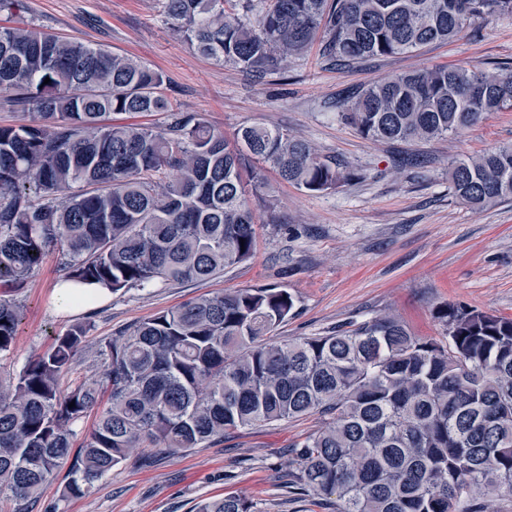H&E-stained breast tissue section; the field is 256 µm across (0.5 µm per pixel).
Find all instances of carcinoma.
I'll return each mask as SVG.
<instances>
[{
    "mask_svg": "<svg viewBox=\"0 0 512 512\" xmlns=\"http://www.w3.org/2000/svg\"><path fill=\"white\" fill-rule=\"evenodd\" d=\"M197 52L260 81L321 39L350 66L454 42L512 19V0H162ZM49 83H44L45 79ZM0 93L31 112L0 125V361L22 322L17 300L46 249L62 281L132 287L211 278L253 255L249 191L262 171L322 193L353 173L284 128L253 124L230 141L182 112L164 74L38 31L0 25ZM364 138L418 145L512 109V72L441 65L368 84L343 103ZM167 114L164 128L113 115ZM453 194L484 208L512 200V144L454 158ZM288 289L240 288L157 312L101 344L105 372L64 393L91 324L80 323L0 376V494L37 502L68 467L82 497L139 448L185 453L230 429L317 414L288 488L333 512H512V318L437 308L446 340L381 316L325 336L276 340ZM75 406H70V403ZM101 408L71 455L73 425ZM195 512H256L240 495Z\"/></svg>",
    "mask_w": 512,
    "mask_h": 512,
    "instance_id": "cac0c4a2",
    "label": "carcinoma"
}]
</instances>
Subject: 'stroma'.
I'll return each instance as SVG.
<instances>
[{
    "label": "stroma",
    "mask_w": 512,
    "mask_h": 512,
    "mask_svg": "<svg viewBox=\"0 0 512 512\" xmlns=\"http://www.w3.org/2000/svg\"><path fill=\"white\" fill-rule=\"evenodd\" d=\"M26 21L41 31L134 56L161 70L182 110L205 114L234 137L262 123L286 128L321 155L353 170L356 180L311 193L266 172L256 206L253 256L219 276L111 294L103 303L60 312L53 288L58 252L46 253L22 294L26 316L10 363L19 370L55 336L85 321L92 329L61 390L101 378L100 340L160 310L232 288L276 285L295 299V314L275 332L287 339L324 336L336 327L393 315L418 336L442 339L438 306L464 304L512 317V202L475 209L449 189L448 163L512 143V111L496 112L460 136L421 145L418 168H397L398 146L361 137L338 115V103L373 81L454 64L512 69V22L479 24L464 39L419 51L334 67L318 50L292 60L283 76L259 82L200 55L173 31L159 0H25ZM319 416L226 431L205 448L169 454L140 449L113 468L100 488L66 496V471L43 489L32 512H191L220 495L250 499L257 512H331L325 499L289 494L295 452Z\"/></svg>",
    "instance_id": "1"
}]
</instances>
